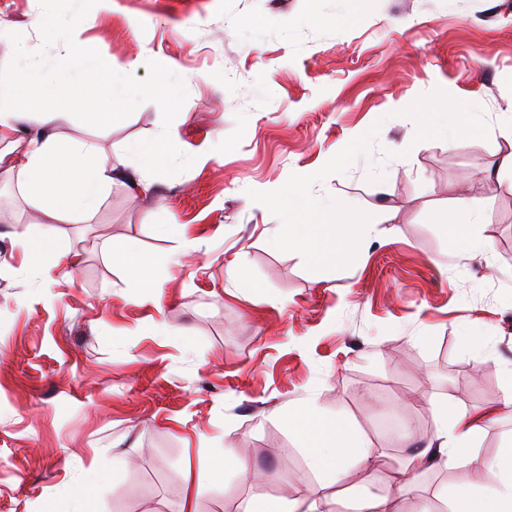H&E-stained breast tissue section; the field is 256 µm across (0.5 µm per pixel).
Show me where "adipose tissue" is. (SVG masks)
Masks as SVG:
<instances>
[{"instance_id":"obj_1","label":"adipose tissue","mask_w":512,"mask_h":512,"mask_svg":"<svg viewBox=\"0 0 512 512\" xmlns=\"http://www.w3.org/2000/svg\"><path fill=\"white\" fill-rule=\"evenodd\" d=\"M49 27L59 29L67 55L79 65L69 83L35 62L24 64L12 81L0 83V143H14L22 127L35 130L17 154L0 152V165L15 173L24 192L46 224H73L94 215L106 191L126 171L123 161L114 160L93 141H63L57 133L67 113L29 111L30 91L57 99L67 94L107 106L119 92L113 79L114 61L96 44L79 39L78 20L46 16ZM177 147L175 130L127 146L136 165L133 189L145 193L151 188L148 177L164 167ZM13 245L23 265L41 272L43 279L60 274L71 276L81 263L80 252L69 240L48 234L40 238L19 231ZM497 419V411L461 410L448 402L434 412V429L428 443L402 457L381 494L358 493L348 506L351 512H397L398 499L417 493L420 478L433 466L457 467L480 462L492 480L486 488L458 486L453 492H437L446 501L448 512H512V445L493 456L479 458L477 443ZM289 432L298 439L315 476L312 486H293L286 495L273 500L248 501L242 512H335L340 486L349 483L355 469L369 465L375 450L371 441L349 425L324 415L313 398L303 399L284 419Z\"/></svg>"}]
</instances>
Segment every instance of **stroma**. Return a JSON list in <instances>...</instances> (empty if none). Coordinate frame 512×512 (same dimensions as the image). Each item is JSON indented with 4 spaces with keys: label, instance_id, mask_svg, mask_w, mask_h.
<instances>
[{
    "label": "stroma",
    "instance_id": "35a3bbf8",
    "mask_svg": "<svg viewBox=\"0 0 512 512\" xmlns=\"http://www.w3.org/2000/svg\"><path fill=\"white\" fill-rule=\"evenodd\" d=\"M44 13L77 18L121 65L111 127L64 95L62 139L110 153L173 128L180 148L149 194L114 183L92 218L59 225L82 263L41 291L15 271L10 236L31 207L0 170V512H71L66 491L85 480L94 512H181L188 471L216 453L228 473L197 487L195 512L314 484L281 421L306 397L372 441L374 492L403 453L372 427L385 413L425 436L431 400L494 407L481 455L512 438L498 389L512 369V174L496 173L512 155V0H0V82L28 60L68 80L62 40L33 25ZM155 54L176 62L174 105L152 92ZM437 88L479 108L488 139L415 142L402 111ZM375 124L369 153L312 188L370 215L354 261L314 272L274 249L249 191L318 171ZM463 194L476 209L457 223L492 245L467 261L444 222ZM173 224L198 239L189 265L170 261ZM114 239L153 260L151 297L108 256ZM240 458L269 480L248 484ZM462 483L490 479L476 464L421 479L428 494Z\"/></svg>",
    "mask_w": 512,
    "mask_h": 512
}]
</instances>
